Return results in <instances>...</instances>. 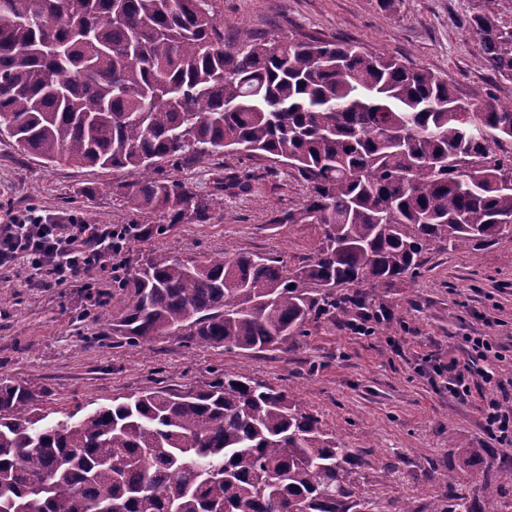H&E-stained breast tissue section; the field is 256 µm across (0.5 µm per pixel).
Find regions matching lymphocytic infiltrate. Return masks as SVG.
Masks as SVG:
<instances>
[{
	"label": "lymphocytic infiltrate",
	"instance_id": "lymphocytic-infiltrate-1",
	"mask_svg": "<svg viewBox=\"0 0 512 512\" xmlns=\"http://www.w3.org/2000/svg\"><path fill=\"white\" fill-rule=\"evenodd\" d=\"M122 234L118 226L102 232L73 218L63 223L31 210L0 226V269L22 260L36 274L47 275L61 288L80 274L94 276L104 272L117 279L125 267ZM105 254L110 257L106 263L101 260ZM466 343L467 361L451 360L434 368L449 396L461 403L471 402L474 380H481L488 390L502 386L492 367L493 360L500 357L493 340L470 336Z\"/></svg>",
	"mask_w": 512,
	"mask_h": 512
}]
</instances>
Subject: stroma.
Listing matches in <instances>:
<instances>
[{"instance_id":"1","label":"stroma","mask_w":512,"mask_h":512,"mask_svg":"<svg viewBox=\"0 0 512 512\" xmlns=\"http://www.w3.org/2000/svg\"><path fill=\"white\" fill-rule=\"evenodd\" d=\"M224 38L307 36L346 41L398 56L448 77L461 98L482 88L501 102L512 100V83L498 80L482 60L469 31L475 13L490 9L512 21V0H400L393 14L376 0H209ZM248 175L245 191H224L222 208L202 221L175 225L163 237L136 242L127 256L156 251L201 260L226 250L284 256L295 267L320 244L314 224H278L276 215L300 206L304 184L269 158L235 153L202 163L168 165L159 176L199 196L214 191L217 175ZM134 170L46 162L20 152L0 137V225L34 209L59 218L80 215L104 231L115 224H154L132 211L127 193L139 180ZM85 276L65 288L37 284L25 265L0 274V378L30 383L43 394L34 416L52 424L157 387L178 388L216 374L245 371L278 386L317 415L345 448L358 450L361 492L385 512L394 500L412 512H430L441 498L442 478L459 463L460 448L480 449L465 481L475 512H493L486 499V472L512 467V448L486 434L477 402L461 404L433 380L432 359H466L464 339L489 336L503 358L502 381L491 393L512 405V235L477 249L431 243L412 282L365 297L346 316L309 321L300 349L249 353L163 337L147 348L115 343L103 329L123 306L122 291L100 279L93 303ZM375 315L374 332L353 333L352 323Z\"/></svg>"}]
</instances>
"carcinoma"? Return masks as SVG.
I'll list each match as a JSON object with an SVG mask.
<instances>
[{"label":"carcinoma","instance_id":"obj_1","mask_svg":"<svg viewBox=\"0 0 512 512\" xmlns=\"http://www.w3.org/2000/svg\"><path fill=\"white\" fill-rule=\"evenodd\" d=\"M483 61L512 83V24L472 18ZM0 135L47 162L137 170L129 241L201 221L222 198L155 176L226 151L288 163L307 185L275 224H316L307 263L224 251L154 252L114 281L112 335L181 336L226 350H289L313 318L417 276L433 241L475 247L512 231V101L335 41L224 39L207 0H0ZM204 146L200 152L196 147ZM40 391L0 379V512H374L360 458L285 391L245 372L158 387L67 421L31 415ZM431 512H474L460 475ZM495 501L512 472L488 475Z\"/></svg>","mask_w":512,"mask_h":512}]
</instances>
